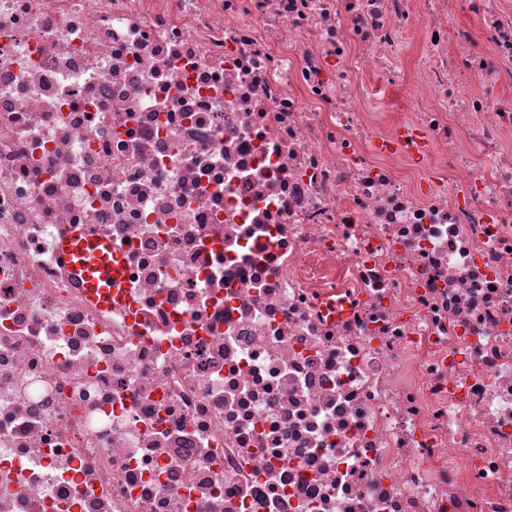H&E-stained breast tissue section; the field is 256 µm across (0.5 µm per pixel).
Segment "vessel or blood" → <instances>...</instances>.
Listing matches in <instances>:
<instances>
[{
	"label": "vessel or blood",
	"mask_w": 512,
	"mask_h": 512,
	"mask_svg": "<svg viewBox=\"0 0 512 512\" xmlns=\"http://www.w3.org/2000/svg\"><path fill=\"white\" fill-rule=\"evenodd\" d=\"M58 249L65 254L70 270L82 288L97 303H112V244L91 236L72 234L62 240Z\"/></svg>",
	"instance_id": "b4317fda"
}]
</instances>
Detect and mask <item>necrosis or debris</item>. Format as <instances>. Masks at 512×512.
<instances>
[{
    "mask_svg": "<svg viewBox=\"0 0 512 512\" xmlns=\"http://www.w3.org/2000/svg\"><path fill=\"white\" fill-rule=\"evenodd\" d=\"M0 512H512V0H0ZM58 249L65 254L74 277L97 303L112 306V242L103 238L71 234Z\"/></svg>",
    "mask_w": 512,
    "mask_h": 512,
    "instance_id": "obj_1",
    "label": "necrosis or debris"
}]
</instances>
